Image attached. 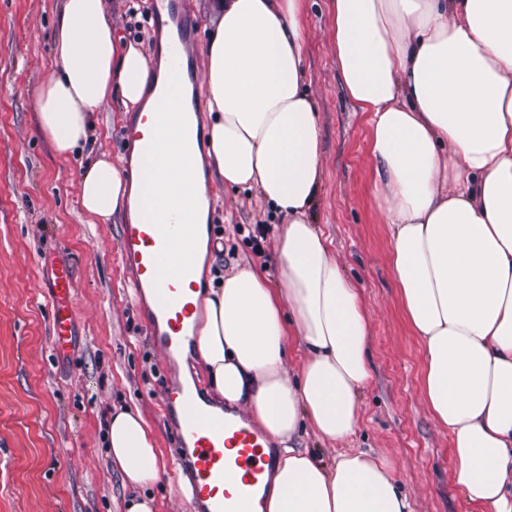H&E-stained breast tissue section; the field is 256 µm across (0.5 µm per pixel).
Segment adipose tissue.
<instances>
[{"mask_svg":"<svg viewBox=\"0 0 512 512\" xmlns=\"http://www.w3.org/2000/svg\"><path fill=\"white\" fill-rule=\"evenodd\" d=\"M336 59L369 115L378 206L391 265L425 361L421 390L447 429L453 481L478 512H512V0H332ZM302 0H211L210 118L196 177L96 158L80 179L90 224L135 214L140 183L206 224V169L256 190L282 216L276 277L237 267L203 298L196 352L217 400L275 440L256 512H415L387 458L356 449L331 465L303 447L349 439L372 378L369 317L310 224L320 181L317 108L303 88ZM57 67L37 93L40 132L60 155L84 147L96 112H150L165 59L112 35L105 0H63ZM296 357L299 373L286 364ZM108 452L154 512L156 440L139 411H113Z\"/></svg>","mask_w":512,"mask_h":512,"instance_id":"ef3b65f1","label":"adipose tissue"}]
</instances>
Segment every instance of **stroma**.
<instances>
[{"label":"stroma","mask_w":512,"mask_h":512,"mask_svg":"<svg viewBox=\"0 0 512 512\" xmlns=\"http://www.w3.org/2000/svg\"><path fill=\"white\" fill-rule=\"evenodd\" d=\"M121 43L155 52L160 31L129 0H106ZM62 0H0V512H124L132 494L107 452L112 409L136 408L157 440L165 472L147 489L156 512H188L174 472V421L163 390L178 382L155 347L146 303L124 269L117 224H88L79 181L99 154L125 153L123 113H98L90 145L56 154L37 127L36 91L57 61ZM307 35L304 86L319 121L321 186L309 213L358 289L369 314L373 377L357 400L348 440L303 439L317 459L363 448L387 458L416 512H474L452 480L447 431L423 401L424 350L410 328L391 270V240L375 199L376 164L366 113L346 95L333 45L331 0H302ZM210 214L223 255L208 251L202 281L219 287L236 266H273L280 220L255 191L214 178ZM269 225L256 256L237 225ZM70 264L74 331L66 357L54 351L45 282Z\"/></svg>","instance_id":"stroma-1"}]
</instances>
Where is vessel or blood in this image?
Here are the masks:
<instances>
[{
  "instance_id": "1",
  "label": "vessel or blood",
  "mask_w": 512,
  "mask_h": 512,
  "mask_svg": "<svg viewBox=\"0 0 512 512\" xmlns=\"http://www.w3.org/2000/svg\"><path fill=\"white\" fill-rule=\"evenodd\" d=\"M151 16L168 17L178 28L166 51L167 66L156 115L132 113L127 121L130 149L157 162L159 168L185 167L192 150L194 115L186 108L192 54L191 16L185 0H151ZM181 141L183 152H162L163 134ZM141 212L160 211L161 223L123 224L120 253L124 267L133 273L134 286L150 301V334L164 358L174 361L189 335L196 307L192 301L197 280L196 236L176 208H161L154 185H142ZM73 274L69 267L54 274L51 306L54 341L58 352H66L72 341L74 314L71 307ZM175 412L176 442L189 453L193 472L191 504L196 512H255L256 493L272 457L266 436L247 418L216 413L201 401L193 386H177L165 393Z\"/></svg>"
}]
</instances>
